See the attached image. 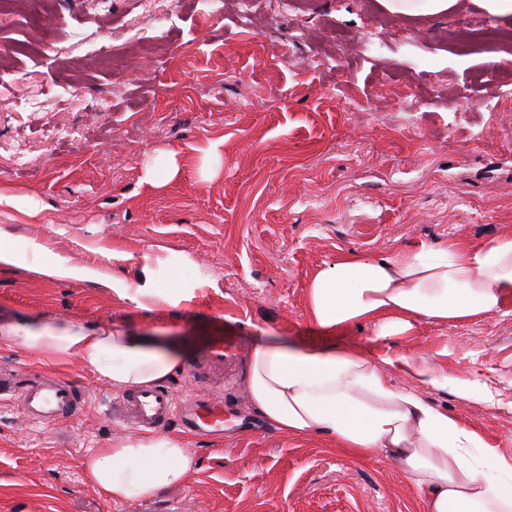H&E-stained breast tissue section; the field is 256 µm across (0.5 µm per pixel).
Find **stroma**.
I'll list each match as a JSON object with an SVG mask.
<instances>
[{
    "instance_id": "stroma-1",
    "label": "stroma",
    "mask_w": 512,
    "mask_h": 512,
    "mask_svg": "<svg viewBox=\"0 0 512 512\" xmlns=\"http://www.w3.org/2000/svg\"><path fill=\"white\" fill-rule=\"evenodd\" d=\"M42 13L47 33L25 20ZM502 35L458 51L473 23ZM175 151L177 174L146 182ZM0 319L132 324L189 339L164 382L175 400L209 393L223 438L183 432L189 478L133 501L93 490L81 462L134 430L114 420L119 390L79 363L43 364L0 344L16 388L66 380L79 415L32 423L0 395V512H418L401 468L355 460L319 435L290 436L252 412L246 386L262 336L424 357L475 379L422 396L512 457V296L498 313L415 322L374 341L361 323L332 333L309 319L308 284L346 251L372 257L416 242L512 234V18L474 4L418 23L376 0H15L0 17ZM93 270L44 277L53 258ZM202 286L176 307L120 301L113 281ZM233 338L229 364L207 354Z\"/></svg>"
}]
</instances>
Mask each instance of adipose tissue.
<instances>
[{"label": "adipose tissue", "mask_w": 512, "mask_h": 512, "mask_svg": "<svg viewBox=\"0 0 512 512\" xmlns=\"http://www.w3.org/2000/svg\"><path fill=\"white\" fill-rule=\"evenodd\" d=\"M142 275L134 288L113 282V293L139 308L175 307L201 286L184 278L160 288L151 268ZM508 294L512 235L469 245L423 243L371 258L351 251L311 279L309 317L341 332L370 322L383 341L420 320L494 315ZM0 342L47 362H78L129 390L167 379L189 349L186 338L160 330L29 315L0 322ZM393 369L406 384L390 378ZM423 385L444 388L448 377L422 359L387 356L378 365L358 347L269 337L253 350L248 393L253 409L282 434L316 433L348 457L396 463L415 486L421 512H512V458L427 401ZM192 466L182 442L128 437L86 456L83 471L103 495L131 501L185 481Z\"/></svg>", "instance_id": "1"}]
</instances>
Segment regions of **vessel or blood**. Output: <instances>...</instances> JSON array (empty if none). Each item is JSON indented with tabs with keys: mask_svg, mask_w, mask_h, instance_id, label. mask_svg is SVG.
<instances>
[{
	"mask_svg": "<svg viewBox=\"0 0 512 512\" xmlns=\"http://www.w3.org/2000/svg\"><path fill=\"white\" fill-rule=\"evenodd\" d=\"M16 393L27 416L36 423L60 422L78 415L84 407L80 392L66 382H35L16 390L9 377H0V394ZM115 415L140 432L165 429L174 415H181L183 428L192 434L209 435L224 430V404L213 398H197L187 409H179L172 395L163 389L148 388L121 394Z\"/></svg>",
	"mask_w": 512,
	"mask_h": 512,
	"instance_id": "b4317fda",
	"label": "vessel or blood"
}]
</instances>
